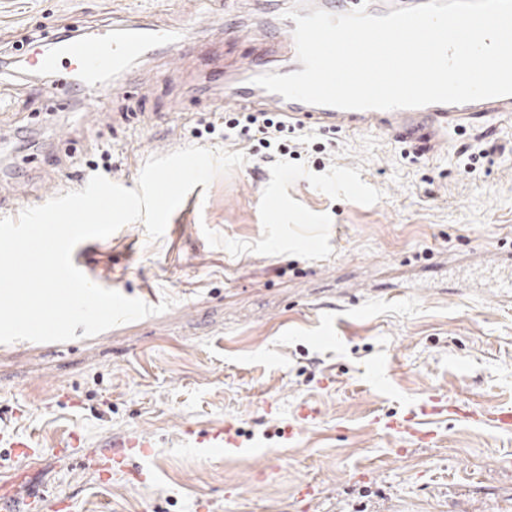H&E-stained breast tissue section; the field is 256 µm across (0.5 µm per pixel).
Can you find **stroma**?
Wrapping results in <instances>:
<instances>
[{
    "label": "stroma",
    "instance_id": "1",
    "mask_svg": "<svg viewBox=\"0 0 512 512\" xmlns=\"http://www.w3.org/2000/svg\"><path fill=\"white\" fill-rule=\"evenodd\" d=\"M253 2L0 0L1 217L97 173L136 188L148 157L186 146L248 156L195 186L161 239L137 222L85 246L101 285L174 304L91 338L0 344V425L34 437L30 482L71 512H512V433L447 417L436 446L405 452L374 429L431 395L512 404V303L494 288L495 255L512 251V152L466 175L457 150L480 137L469 126L415 160L374 132L339 131L324 153L273 163L244 139L194 137L229 111L202 85L244 80L247 56L288 64L260 37L196 20L237 9L256 26ZM124 19L184 31L183 54L106 76L120 90L95 115L82 98L46 93L24 61L33 34ZM306 404L319 416L288 441ZM228 421L250 453L181 441V423ZM72 432L83 445L59 458ZM139 434L155 443L145 480L102 482L88 445ZM308 481L321 497L307 506L297 488Z\"/></svg>",
    "mask_w": 512,
    "mask_h": 512
}]
</instances>
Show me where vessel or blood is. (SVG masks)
Instances as JSON below:
<instances>
[{
  "instance_id": "1",
  "label": "vessel or blood",
  "mask_w": 512,
  "mask_h": 512,
  "mask_svg": "<svg viewBox=\"0 0 512 512\" xmlns=\"http://www.w3.org/2000/svg\"><path fill=\"white\" fill-rule=\"evenodd\" d=\"M295 28L293 20H279L269 25L267 37L272 43L291 49L295 46ZM184 41V34L158 22L116 27L102 30L90 38L57 43L51 50L36 54L34 63L53 73L57 72L60 64H69L71 71L63 80L65 87L76 88L84 96L99 98L106 94L99 81L102 72L121 71L131 60L159 47L179 53ZM220 96L225 103L239 108L257 106L324 132L346 129L376 132L392 141L411 144L422 152L447 144L449 130L462 125L512 124V96L395 110H342L312 105L287 100L267 91L259 93L254 87L240 84L225 85ZM447 416H460L501 430H512V406L477 412L459 404H448L436 396L407 405L399 415L376 421L375 427L384 434L403 440L408 446L431 447L437 442L432 423ZM180 434L186 443L209 449L214 454L237 451L242 447L238 437L227 426L201 433L188 424L182 427ZM151 446L149 438L138 436L107 442L103 449L105 467L117 480L125 479L132 472L144 476V468L129 470L126 451L135 449L137 458L144 460L149 458ZM26 477L27 471L22 468L15 470L10 479L0 482V512H37L41 508L42 498L28 492Z\"/></svg>"
}]
</instances>
